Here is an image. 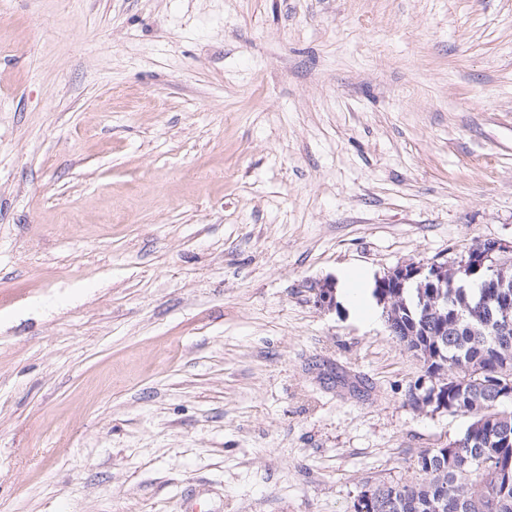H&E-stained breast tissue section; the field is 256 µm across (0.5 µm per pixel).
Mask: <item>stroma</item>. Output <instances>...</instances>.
Listing matches in <instances>:
<instances>
[{"label":"stroma","instance_id":"1","mask_svg":"<svg viewBox=\"0 0 512 512\" xmlns=\"http://www.w3.org/2000/svg\"><path fill=\"white\" fill-rule=\"evenodd\" d=\"M512 239V0H0V512H351L469 421L352 268ZM337 290L339 298L349 304L355 312L359 308L360 298H367L372 300L371 297V281L362 277L355 283L354 276L349 270H342L337 275Z\"/></svg>","mask_w":512,"mask_h":512}]
</instances>
